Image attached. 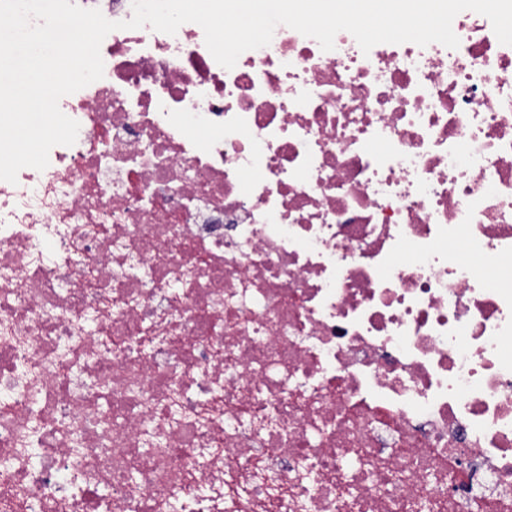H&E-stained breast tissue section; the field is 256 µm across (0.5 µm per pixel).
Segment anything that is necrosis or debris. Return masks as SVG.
I'll use <instances>...</instances> for the list:
<instances>
[{
  "mask_svg": "<svg viewBox=\"0 0 512 512\" xmlns=\"http://www.w3.org/2000/svg\"><path fill=\"white\" fill-rule=\"evenodd\" d=\"M452 27L104 38L0 180V512H512V46Z\"/></svg>",
  "mask_w": 512,
  "mask_h": 512,
  "instance_id": "4bbe7bcc",
  "label": "necrosis or debris"
}]
</instances>
